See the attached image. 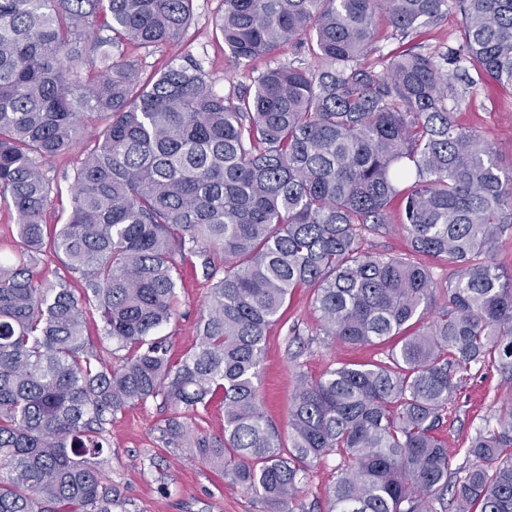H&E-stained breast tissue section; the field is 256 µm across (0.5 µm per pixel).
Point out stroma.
Instances as JSON below:
<instances>
[{"label":"stroma","mask_w":512,"mask_h":512,"mask_svg":"<svg viewBox=\"0 0 512 512\" xmlns=\"http://www.w3.org/2000/svg\"><path fill=\"white\" fill-rule=\"evenodd\" d=\"M224 12V0H194V16L179 42L152 50L131 47L142 77L163 69L167 61L190 52L221 94L252 89L267 67L293 64L316 68L305 45L292 42L271 58L236 64L221 38L215 20ZM463 43L461 14L456 7L436 23L401 36L386 15L376 18L375 50L362 59V66L381 70L384 62L403 51L418 53L459 52ZM457 96L448 106L458 124L479 131L498 150L503 163L512 162V88L502 87L476 70L456 82ZM83 160L75 150L45 164L53 191L46 209L48 224H64L72 206L74 172ZM211 282L202 268L185 266L178 284L175 315L160 334L172 358H181L198 342L196 327L210 292ZM388 345L352 346L321 331L312 305V292L296 289L286 304L281 321L266 341L260 391L268 419L280 434L288 432L290 398L300 376L312 378L343 363H371L382 359ZM512 396V372L491 364L473 373L457 401L456 412L443 435L455 465L465 464L462 452L471 436L492 419L499 400ZM172 412L162 398L126 408L108 424L112 453L105 471L112 492L125 512H263V507L244 489L231 484L222 470L193 457L192 448L166 445L159 428ZM338 458L314 465L307 476L301 499L307 512H326L325 490L336 477Z\"/></svg>","instance_id":"1"}]
</instances>
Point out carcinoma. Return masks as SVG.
<instances>
[{"mask_svg":"<svg viewBox=\"0 0 512 512\" xmlns=\"http://www.w3.org/2000/svg\"><path fill=\"white\" fill-rule=\"evenodd\" d=\"M455 2L465 58L512 87V0H224L216 30L237 64L302 36L314 71L269 67L254 90L218 94L185 52L146 80L129 43L177 40L193 0H0V199L22 258L0 264V512H114L106 424L162 397L196 412L220 397L224 433L173 414L171 445L221 468L265 512H306L312 464L337 456L328 512H512V399L452 471L441 431L472 370H512V269L492 258L512 228V165L448 109L444 53L360 66L376 15L402 34ZM86 62L95 69L81 77ZM99 139L81 144L87 123ZM69 222L48 234L42 166L77 145ZM401 201L409 248L364 247ZM81 290L42 287L44 246ZM222 265L199 343L174 361L155 333L173 317L180 268ZM429 261H444L441 283ZM342 343L396 340L386 359L300 377L288 444L259 382L268 330L295 288ZM126 354L87 347V316Z\"/></svg>","mask_w":512,"mask_h":512,"instance_id":"carcinoma-1","label":"carcinoma"}]
</instances>
